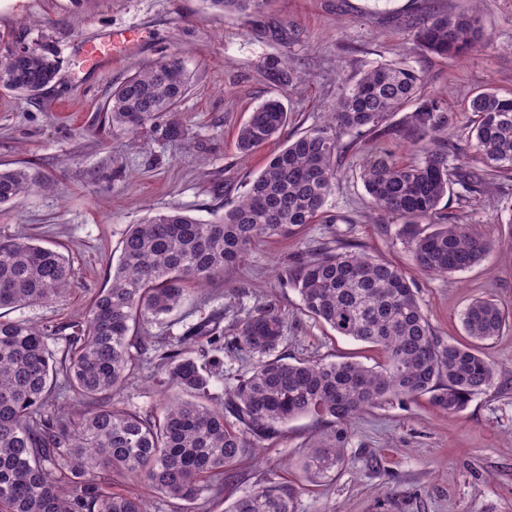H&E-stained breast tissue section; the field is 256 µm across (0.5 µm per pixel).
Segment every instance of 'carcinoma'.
<instances>
[{
    "label": "carcinoma",
    "mask_w": 512,
    "mask_h": 512,
    "mask_svg": "<svg viewBox=\"0 0 512 512\" xmlns=\"http://www.w3.org/2000/svg\"><path fill=\"white\" fill-rule=\"evenodd\" d=\"M204 2L224 14L257 13L265 4ZM414 42L441 57L490 46L479 10L450 12L437 0L415 23ZM22 46L0 36V88L34 96L56 79L60 60L46 44L17 53ZM336 76L333 111L271 155L222 216L205 223L171 209L130 225L109 287L96 294L64 348L53 346L61 327L0 315V512H148L153 494L195 501L206 490L224 491L228 467L299 416L345 424L383 402L425 393L436 407L460 412L492 385L496 369L479 345L512 325L511 311L476 299L462 315L470 343H446L435 336L399 266L340 246L296 260L281 282L298 292L305 315L379 348L382 363L286 362L276 355L284 321L274 309L258 306L234 321L228 340L220 316L184 330L154 373L166 392L159 413L142 416L110 405L137 367L131 353L141 344L136 327L166 319L185 303L186 283L201 285L223 274L256 242L287 239L319 221L335 189L338 156L370 137L410 144L408 161L385 151L367 156L360 178L378 220L398 224L421 271L450 275L491 255L493 241L441 213L440 203L452 191L461 200L480 195L512 170V95L478 90L467 107L468 131L460 135L455 114L422 92L421 76L409 66L376 65L354 80ZM189 87L178 58L154 61L112 91L104 123L125 134L159 121L165 138L187 140L178 106ZM410 104L403 120L393 121ZM287 122L281 98L263 101L240 126L237 149L252 153L276 139ZM32 187L26 168L0 169V207ZM73 277L61 252L24 237L0 240V310L61 299ZM203 338L216 352L228 347L239 356L260 357L218 404L209 402V387L222 361H198L193 346ZM60 375L63 388L100 406L72 417L50 411ZM343 456L338 443L319 446L305 468L323 476ZM101 470L124 474L143 492L112 489L96 479ZM225 512H293L292 497L286 486L269 480Z\"/></svg>",
    "instance_id": "1"
}]
</instances>
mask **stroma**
Listing matches in <instances>:
<instances>
[{
	"mask_svg": "<svg viewBox=\"0 0 512 512\" xmlns=\"http://www.w3.org/2000/svg\"><path fill=\"white\" fill-rule=\"evenodd\" d=\"M426 0H268L249 17L219 15L202 0H0V35L34 46L50 43L60 61L57 82L30 99L0 89V169L26 166L35 185L0 208V238L25 237L69 258L75 276L68 295L48 305L18 307L13 320L71 327L109 270L129 227L155 211L177 208L210 221L235 204L246 183L285 140L324 120L339 87L337 73L359 77L378 64L400 62L424 78L460 127L478 90L512 94V0H484L482 16L492 49L458 60L416 49L412 25ZM110 31L112 64L91 67L84 41ZM179 55L191 88L179 111L190 142L169 141L152 128L116 135L103 122L113 89L146 62ZM294 73L292 86L278 82ZM283 97L289 121L274 140L250 155L236 135L252 109ZM374 143L347 149L329 200L334 223L308 225L300 235L253 245L244 260L204 286H190L187 302L166 320L139 326L154 347L113 397L143 415L162 392L152 371L190 324L221 312L232 330L256 306L285 319L278 353L286 361L325 358L374 365L381 352L337 335L300 309L297 292L279 274L295 258L323 247L351 246L400 266L438 338L465 341L462 313L478 297L512 309V181L503 180L469 202L448 195L444 214L474 225L496 249L470 270L434 276L414 264L397 225L378 223L359 178ZM493 384L458 413L435 408L429 396L392 400L337 425L313 416L294 419L274 441L230 470L220 498L203 493L185 504L156 495L150 512H227L257 484L288 485L295 512H512V329L488 341ZM341 441L344 458L324 477L304 466L309 448Z\"/></svg>",
	"mask_w": 512,
	"mask_h": 512,
	"instance_id": "1",
	"label": "stroma"
}]
</instances>
